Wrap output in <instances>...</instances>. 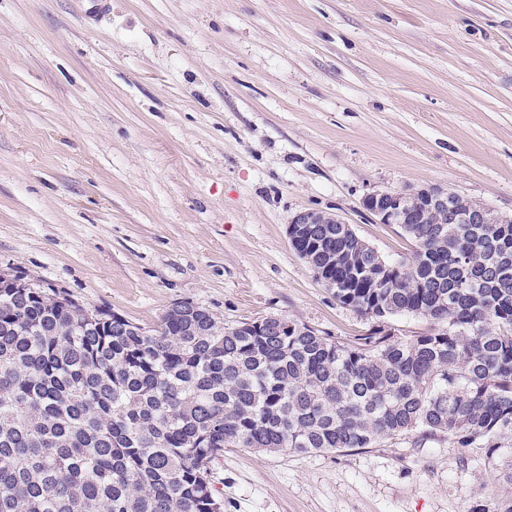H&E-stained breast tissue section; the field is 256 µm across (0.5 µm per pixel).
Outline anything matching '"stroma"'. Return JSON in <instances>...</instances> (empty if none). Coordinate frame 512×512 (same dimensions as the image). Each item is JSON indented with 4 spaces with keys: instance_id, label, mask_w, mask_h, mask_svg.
<instances>
[{
    "instance_id": "35a3bbf8",
    "label": "stroma",
    "mask_w": 512,
    "mask_h": 512,
    "mask_svg": "<svg viewBox=\"0 0 512 512\" xmlns=\"http://www.w3.org/2000/svg\"><path fill=\"white\" fill-rule=\"evenodd\" d=\"M437 185L512 216V0H0V270L144 328L179 302L341 341L370 320L291 246ZM506 466L412 435L345 452L228 448L224 512H472Z\"/></svg>"
}]
</instances>
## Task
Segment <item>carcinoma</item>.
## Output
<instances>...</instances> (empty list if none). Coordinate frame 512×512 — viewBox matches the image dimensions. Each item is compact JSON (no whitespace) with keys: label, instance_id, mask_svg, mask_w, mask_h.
<instances>
[{"label":"carcinoma","instance_id":"carcinoma-1","mask_svg":"<svg viewBox=\"0 0 512 512\" xmlns=\"http://www.w3.org/2000/svg\"><path fill=\"white\" fill-rule=\"evenodd\" d=\"M400 228L384 258L340 224L296 249L374 324L341 343L273 317L233 328L180 302L141 334L53 285L0 288V512H218L226 448H370L413 434L512 458V223ZM414 315L405 339L385 320Z\"/></svg>","mask_w":512,"mask_h":512}]
</instances>
